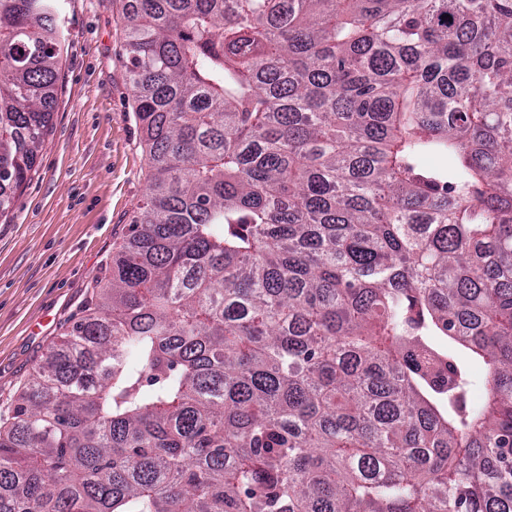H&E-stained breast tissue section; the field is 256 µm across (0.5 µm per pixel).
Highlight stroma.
I'll return each mask as SVG.
<instances>
[{
  "label": "stroma",
  "mask_w": 512,
  "mask_h": 512,
  "mask_svg": "<svg viewBox=\"0 0 512 512\" xmlns=\"http://www.w3.org/2000/svg\"><path fill=\"white\" fill-rule=\"evenodd\" d=\"M122 0H60L66 35L37 173L0 218V416L83 316L147 188L127 78Z\"/></svg>",
  "instance_id": "35a3bbf8"
}]
</instances>
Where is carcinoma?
<instances>
[{
    "instance_id": "obj_1",
    "label": "carcinoma",
    "mask_w": 512,
    "mask_h": 512,
    "mask_svg": "<svg viewBox=\"0 0 512 512\" xmlns=\"http://www.w3.org/2000/svg\"><path fill=\"white\" fill-rule=\"evenodd\" d=\"M58 2L0 0L1 215ZM121 23L145 202L0 425V512H512V0Z\"/></svg>"
}]
</instances>
